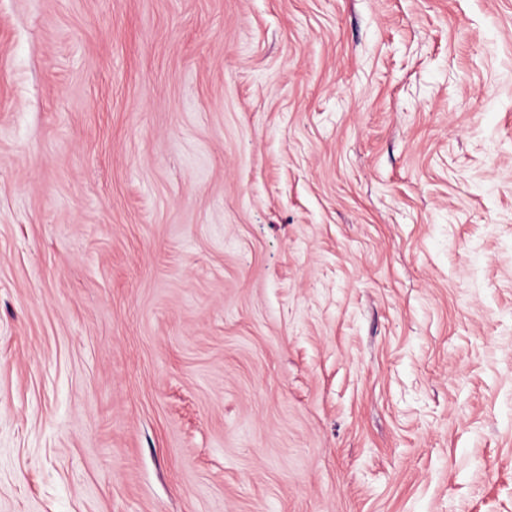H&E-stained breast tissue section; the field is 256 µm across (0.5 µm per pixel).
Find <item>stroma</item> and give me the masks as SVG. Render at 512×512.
<instances>
[{
	"label": "stroma",
	"instance_id": "stroma-1",
	"mask_svg": "<svg viewBox=\"0 0 512 512\" xmlns=\"http://www.w3.org/2000/svg\"><path fill=\"white\" fill-rule=\"evenodd\" d=\"M0 512H512V0H0Z\"/></svg>",
	"mask_w": 512,
	"mask_h": 512
}]
</instances>
